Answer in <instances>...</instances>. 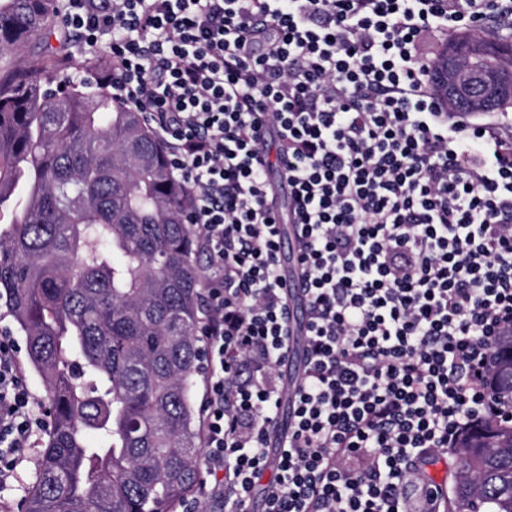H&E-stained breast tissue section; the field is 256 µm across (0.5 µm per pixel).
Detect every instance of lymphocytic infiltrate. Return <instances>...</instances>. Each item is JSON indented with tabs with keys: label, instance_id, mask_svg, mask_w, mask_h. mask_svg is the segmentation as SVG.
<instances>
[{
	"label": "lymphocytic infiltrate",
	"instance_id": "obj_1",
	"mask_svg": "<svg viewBox=\"0 0 512 512\" xmlns=\"http://www.w3.org/2000/svg\"><path fill=\"white\" fill-rule=\"evenodd\" d=\"M496 22L512 0H69L65 29L105 44L113 102L158 134L201 230V497L245 512L285 394L274 168L307 323L265 512H410L431 452L512 420L486 386L512 332V120L450 115L430 75L431 45ZM40 424L1 335L0 489Z\"/></svg>",
	"mask_w": 512,
	"mask_h": 512
}]
</instances>
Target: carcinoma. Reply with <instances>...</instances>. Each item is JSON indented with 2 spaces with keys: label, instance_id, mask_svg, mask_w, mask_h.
I'll return each mask as SVG.
<instances>
[{
  "label": "carcinoma",
  "instance_id": "obj_1",
  "mask_svg": "<svg viewBox=\"0 0 512 512\" xmlns=\"http://www.w3.org/2000/svg\"><path fill=\"white\" fill-rule=\"evenodd\" d=\"M62 0H0V303L49 391L47 440L24 512H177L201 480L202 269L185 189L136 112L9 54ZM478 84L512 76V41L458 35ZM512 107V81L483 111ZM489 390L512 401V334ZM448 512H512V422L462 436Z\"/></svg>",
  "mask_w": 512,
  "mask_h": 512
}]
</instances>
